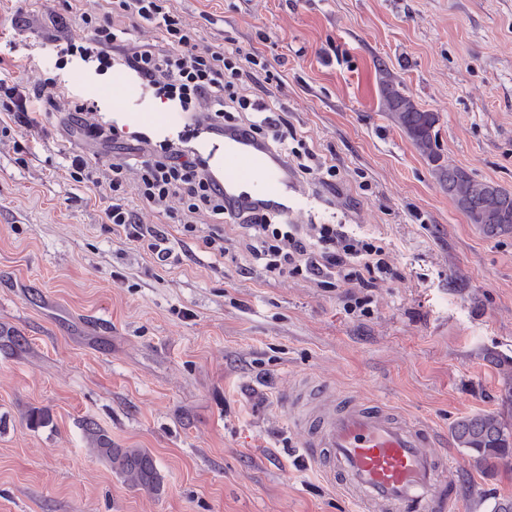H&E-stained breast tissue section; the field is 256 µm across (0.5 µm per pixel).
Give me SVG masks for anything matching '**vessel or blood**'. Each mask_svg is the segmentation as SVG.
<instances>
[{
    "label": "vessel or blood",
    "mask_w": 512,
    "mask_h": 512,
    "mask_svg": "<svg viewBox=\"0 0 512 512\" xmlns=\"http://www.w3.org/2000/svg\"><path fill=\"white\" fill-rule=\"evenodd\" d=\"M119 91L125 99L112 114L115 124L154 111L135 80ZM200 153L209 169L223 175L231 203L262 201L291 217L308 201L282 161L240 134L205 140ZM281 404L303 459L324 482L341 488L347 512H449L458 487L447 480L451 458L432 425L379 403L340 399L325 381L297 382Z\"/></svg>",
    "instance_id": "b4317fda"
}]
</instances>
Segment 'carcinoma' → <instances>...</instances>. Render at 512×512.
Masks as SVG:
<instances>
[{
	"label": "carcinoma",
	"mask_w": 512,
	"mask_h": 512,
	"mask_svg": "<svg viewBox=\"0 0 512 512\" xmlns=\"http://www.w3.org/2000/svg\"><path fill=\"white\" fill-rule=\"evenodd\" d=\"M383 111L410 139L426 160L448 197L487 236L512 231V192L475 179L466 170L445 163L438 150L437 115L420 109L396 83L384 63L377 65ZM85 429L96 444L94 452L105 460L130 488L153 494L162 491V477L145 448H114L92 421ZM452 438L466 450L478 470L512 458V426L493 412H477L456 421Z\"/></svg>",
	"instance_id": "obj_1"
}]
</instances>
